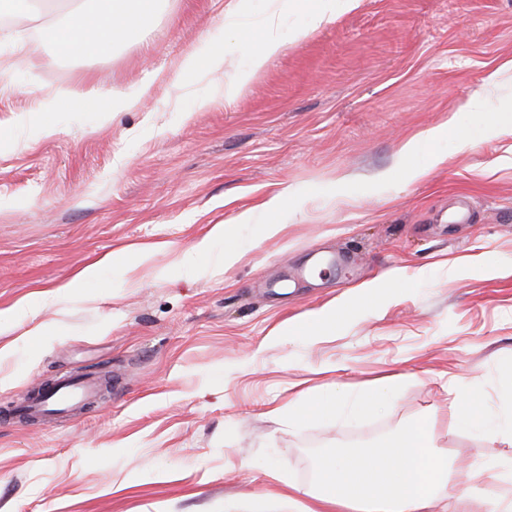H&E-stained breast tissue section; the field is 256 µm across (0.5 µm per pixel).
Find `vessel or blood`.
<instances>
[{
    "instance_id": "obj_1",
    "label": "vessel or blood",
    "mask_w": 512,
    "mask_h": 512,
    "mask_svg": "<svg viewBox=\"0 0 512 512\" xmlns=\"http://www.w3.org/2000/svg\"><path fill=\"white\" fill-rule=\"evenodd\" d=\"M105 381L91 372H65L35 387L11 410L12 419L37 423L51 418H63L94 402Z\"/></svg>"
}]
</instances>
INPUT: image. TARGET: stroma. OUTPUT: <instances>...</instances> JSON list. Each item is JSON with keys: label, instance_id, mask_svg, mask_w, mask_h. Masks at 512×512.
I'll return each mask as SVG.
<instances>
[{"label": "stroma", "instance_id": "35a3bbf8", "mask_svg": "<svg viewBox=\"0 0 512 512\" xmlns=\"http://www.w3.org/2000/svg\"><path fill=\"white\" fill-rule=\"evenodd\" d=\"M159 2L107 56L41 43L64 11L0 25V512H280L321 456L418 420L462 463L512 461L511 435L488 447L448 418L452 373L469 416L512 402V0H358L315 30L321 0H288L280 53L230 96L267 0ZM215 45L223 69L183 73ZM77 87L97 111H47ZM427 130L440 162L407 180L401 149ZM95 263L75 297L37 306ZM335 306L355 313L313 324ZM103 366L111 393L72 420L4 414ZM389 375V408L322 414Z\"/></svg>", "mask_w": 512, "mask_h": 512}]
</instances>
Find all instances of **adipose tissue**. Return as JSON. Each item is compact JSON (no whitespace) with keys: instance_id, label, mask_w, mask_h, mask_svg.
I'll return each instance as SVG.
<instances>
[{"instance_id":"ef3b65f1","label":"adipose tissue","mask_w":512,"mask_h":512,"mask_svg":"<svg viewBox=\"0 0 512 512\" xmlns=\"http://www.w3.org/2000/svg\"><path fill=\"white\" fill-rule=\"evenodd\" d=\"M156 0H98L70 11L69 21L41 31L43 42L64 50L88 47L111 54L131 30L146 27ZM499 486L485 492L478 482L461 485L448 455L435 447L425 421L405 427L387 442L343 456L327 455L317 464L313 505L289 498L302 512H512V465L490 476Z\"/></svg>"}]
</instances>
